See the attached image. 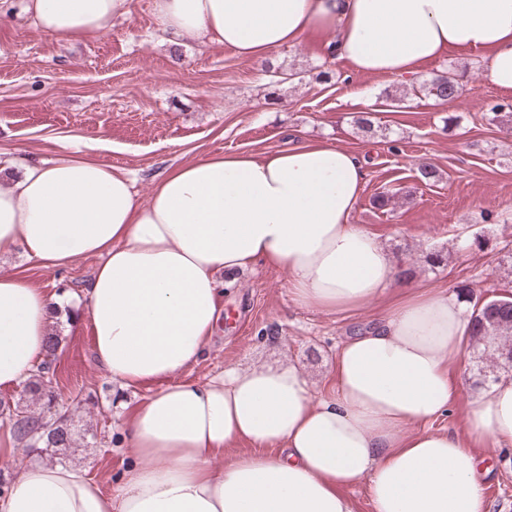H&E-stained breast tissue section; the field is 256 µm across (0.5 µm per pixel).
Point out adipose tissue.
Returning <instances> with one entry per match:
<instances>
[{
    "label": "adipose tissue",
    "instance_id": "ef3b65f1",
    "mask_svg": "<svg viewBox=\"0 0 512 512\" xmlns=\"http://www.w3.org/2000/svg\"><path fill=\"white\" fill-rule=\"evenodd\" d=\"M46 37L93 40L133 0H24ZM172 38L261 59L306 37L362 75L407 77L448 51L487 54L512 90V0H152ZM365 172L348 150L303 141L257 157L208 154L171 168L140 202L128 172L69 146L0 161V255L47 267L99 257L86 291L97 364L120 387L152 385L122 424L128 465L114 493L85 470L40 463L0 512H485L480 459L429 424L451 410L471 306L444 290L403 291L348 336L313 391L293 363L182 374L221 314V278L287 267L288 292L326 313L360 309L399 283L378 236L354 224ZM63 299L0 273V389L45 360ZM474 443L512 446V375L467 417ZM249 452H237L239 443Z\"/></svg>",
    "mask_w": 512,
    "mask_h": 512
}]
</instances>
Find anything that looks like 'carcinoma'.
<instances>
[{"label": "carcinoma", "instance_id": "1", "mask_svg": "<svg viewBox=\"0 0 512 512\" xmlns=\"http://www.w3.org/2000/svg\"><path fill=\"white\" fill-rule=\"evenodd\" d=\"M412 90L441 103L453 101L460 96L458 80L450 73L436 74L412 86ZM471 322L470 348L478 373L484 378L487 377L484 363L488 361L496 368L512 370V297L504 295L476 307L471 315ZM59 344L57 336L49 338L48 359L26 383L28 391L49 408L56 404L52 378L53 362ZM0 409L8 414L14 434L25 447L37 445L50 448L53 454L59 456L64 455V451L71 447L74 427L67 413L58 411L54 417L48 419L40 413L18 407L13 409L8 402H0Z\"/></svg>", "mask_w": 512, "mask_h": 512}]
</instances>
